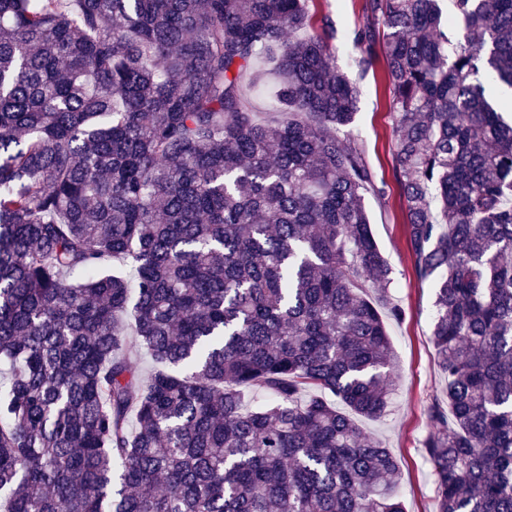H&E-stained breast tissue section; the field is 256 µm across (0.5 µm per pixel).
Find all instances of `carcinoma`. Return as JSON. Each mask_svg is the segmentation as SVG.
Wrapping results in <instances>:
<instances>
[{
    "label": "carcinoma",
    "mask_w": 512,
    "mask_h": 512,
    "mask_svg": "<svg viewBox=\"0 0 512 512\" xmlns=\"http://www.w3.org/2000/svg\"><path fill=\"white\" fill-rule=\"evenodd\" d=\"M451 2L368 0L356 47L387 30L435 282V512H512V0ZM332 35L316 0H0V512H405L356 421L403 310Z\"/></svg>",
    "instance_id": "obj_1"
}]
</instances>
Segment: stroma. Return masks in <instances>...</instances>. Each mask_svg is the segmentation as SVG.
Here are the masks:
<instances>
[{"label":"stroma","mask_w":512,"mask_h":512,"mask_svg":"<svg viewBox=\"0 0 512 512\" xmlns=\"http://www.w3.org/2000/svg\"><path fill=\"white\" fill-rule=\"evenodd\" d=\"M366 0H318L336 28L331 44L336 65L359 89L352 125L355 144L373 175L378 194H366L373 233L391 266L390 294L404 311L388 324L396 355L389 412L381 420H362L366 435L383 440L396 457L403 475L399 493L407 512H434L433 466L423 442L428 432L427 405L444 378L430 341L435 290L432 280L416 275L406 233V211L395 176V116L382 48L361 58L354 46L369 16Z\"/></svg>","instance_id":"stroma-1"}]
</instances>
